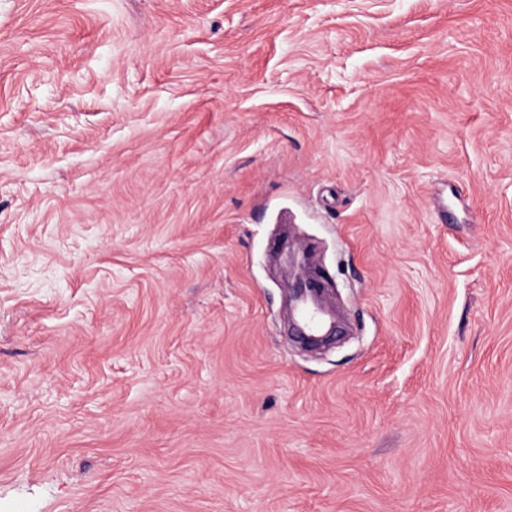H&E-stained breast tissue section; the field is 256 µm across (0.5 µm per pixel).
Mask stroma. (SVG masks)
I'll return each mask as SVG.
<instances>
[{
    "label": "stroma",
    "mask_w": 512,
    "mask_h": 512,
    "mask_svg": "<svg viewBox=\"0 0 512 512\" xmlns=\"http://www.w3.org/2000/svg\"><path fill=\"white\" fill-rule=\"evenodd\" d=\"M0 512H512V0H0Z\"/></svg>",
    "instance_id": "stroma-1"
}]
</instances>
